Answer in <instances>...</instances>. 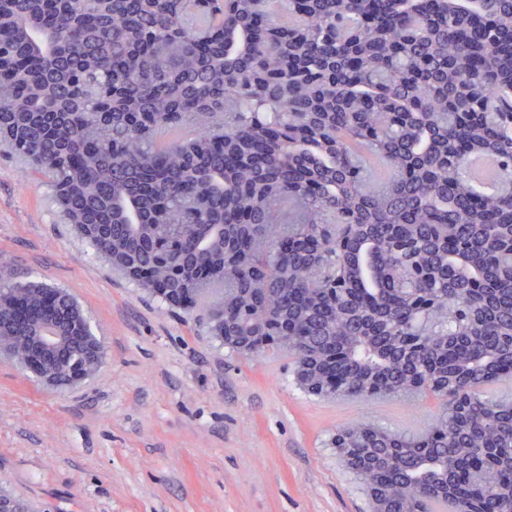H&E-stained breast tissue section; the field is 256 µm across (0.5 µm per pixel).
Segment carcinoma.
Wrapping results in <instances>:
<instances>
[{"label":"carcinoma","mask_w":512,"mask_h":512,"mask_svg":"<svg viewBox=\"0 0 512 512\" xmlns=\"http://www.w3.org/2000/svg\"><path fill=\"white\" fill-rule=\"evenodd\" d=\"M0 49V136L98 257L309 395L437 401L336 428L373 512H512V190L465 170L512 184V0H0ZM42 295L62 390L104 358L67 292L0 280V350L38 366Z\"/></svg>","instance_id":"obj_1"}]
</instances>
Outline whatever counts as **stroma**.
Instances as JSON below:
<instances>
[{
	"label": "stroma",
	"mask_w": 512,
	"mask_h": 512,
	"mask_svg": "<svg viewBox=\"0 0 512 512\" xmlns=\"http://www.w3.org/2000/svg\"><path fill=\"white\" fill-rule=\"evenodd\" d=\"M67 290L105 356L58 392L0 358V493L31 512H367L336 427L425 430L433 398L317 399L288 353L230 354L205 308L153 298L98 259L0 146V270Z\"/></svg>",
	"instance_id": "obj_1"
}]
</instances>
